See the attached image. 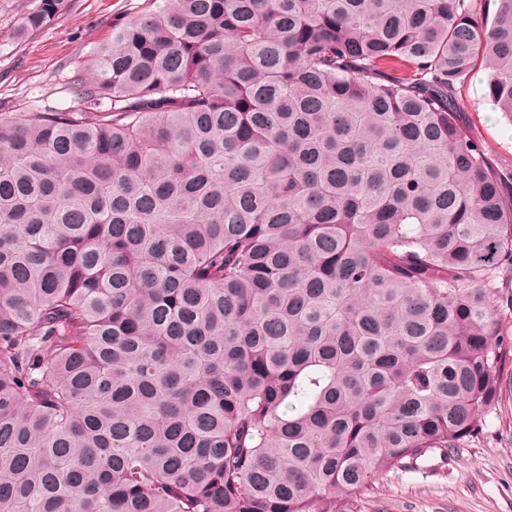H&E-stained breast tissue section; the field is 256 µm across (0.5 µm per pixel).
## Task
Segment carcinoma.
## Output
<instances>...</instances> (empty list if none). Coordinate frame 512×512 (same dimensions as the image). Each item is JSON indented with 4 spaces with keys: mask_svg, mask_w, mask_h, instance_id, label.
Returning <instances> with one entry per match:
<instances>
[{
    "mask_svg": "<svg viewBox=\"0 0 512 512\" xmlns=\"http://www.w3.org/2000/svg\"><path fill=\"white\" fill-rule=\"evenodd\" d=\"M165 0L0 117V512H349L479 432L512 0ZM39 0L18 35L63 15ZM486 74V70L477 67L458 86V97L466 105L463 123L471 134L483 141L489 157L506 167L509 174L512 171V133L506 138L504 130L510 127L512 130V118L497 112L486 99Z\"/></svg>",
    "mask_w": 512,
    "mask_h": 512,
    "instance_id": "1",
    "label": "carcinoma"
}]
</instances>
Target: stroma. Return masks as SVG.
I'll return each mask as SVG.
<instances>
[{"label":"stroma","instance_id":"obj_1","mask_svg":"<svg viewBox=\"0 0 512 512\" xmlns=\"http://www.w3.org/2000/svg\"><path fill=\"white\" fill-rule=\"evenodd\" d=\"M36 0H0V115L76 106V77L93 79L92 61L112 42L113 27L158 10L163 0H68L60 18L40 32L17 29ZM486 72L475 68L458 87L466 129L489 157L512 171V118L486 99ZM353 512H512V364L501 373L498 399L482 428L447 458L433 455L380 475Z\"/></svg>","mask_w":512,"mask_h":512}]
</instances>
